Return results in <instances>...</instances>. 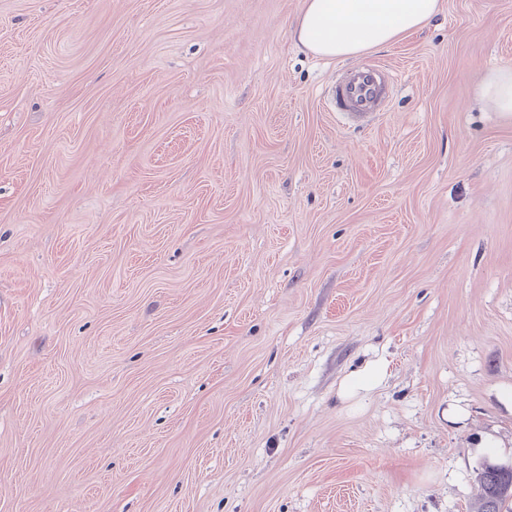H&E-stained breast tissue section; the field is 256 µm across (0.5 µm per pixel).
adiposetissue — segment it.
I'll list each match as a JSON object with an SVG mask.
<instances>
[{
	"label": "adipose tissue",
	"mask_w": 512,
	"mask_h": 512,
	"mask_svg": "<svg viewBox=\"0 0 512 512\" xmlns=\"http://www.w3.org/2000/svg\"><path fill=\"white\" fill-rule=\"evenodd\" d=\"M440 0H305L294 38L313 55L346 60L395 44L430 24ZM479 101L493 111L512 114V66L484 73Z\"/></svg>",
	"instance_id": "adipose-tissue-1"
}]
</instances>
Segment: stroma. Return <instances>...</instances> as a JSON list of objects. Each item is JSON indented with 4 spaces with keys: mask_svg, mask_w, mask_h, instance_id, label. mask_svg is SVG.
Instances as JSON below:
<instances>
[{
    "mask_svg": "<svg viewBox=\"0 0 512 512\" xmlns=\"http://www.w3.org/2000/svg\"><path fill=\"white\" fill-rule=\"evenodd\" d=\"M302 6L0 0V512H476L512 461V0L360 55L363 128ZM394 80V72L386 64L369 62L355 67L336 81L328 108L344 124L367 125L386 112V92ZM476 97L494 112L512 114V66L484 73L477 82ZM384 375L382 364L380 362H372L354 371L350 376V382L359 389H370L377 386L383 380Z\"/></svg>",
    "mask_w": 512,
    "mask_h": 512,
    "instance_id": "stroma-1",
    "label": "stroma"
}]
</instances>
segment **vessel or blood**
<instances>
[{
	"instance_id": "vessel-or-blood-1",
	"label": "vessel or blood",
	"mask_w": 512,
	"mask_h": 512,
	"mask_svg": "<svg viewBox=\"0 0 512 512\" xmlns=\"http://www.w3.org/2000/svg\"><path fill=\"white\" fill-rule=\"evenodd\" d=\"M393 70L380 62L355 67L339 78L328 99V108L350 125H366L386 109V92L393 84Z\"/></svg>"
}]
</instances>
